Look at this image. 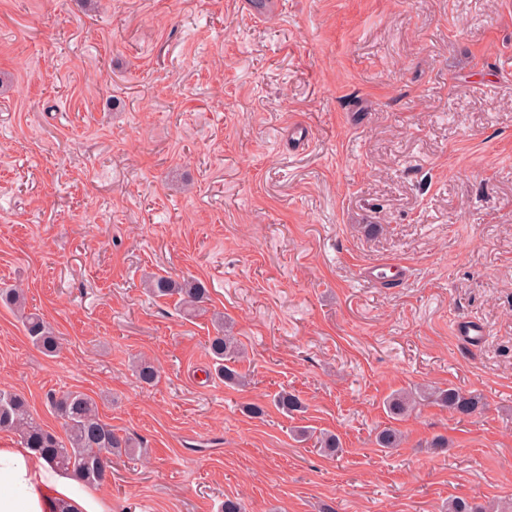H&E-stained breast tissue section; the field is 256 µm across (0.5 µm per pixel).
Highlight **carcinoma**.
Instances as JSON below:
<instances>
[{"label":"carcinoma","instance_id":"cac0c4a2","mask_svg":"<svg viewBox=\"0 0 512 512\" xmlns=\"http://www.w3.org/2000/svg\"><path fill=\"white\" fill-rule=\"evenodd\" d=\"M145 284L147 291L156 297H175L180 311L193 316L208 300V288L196 279L177 280L170 276L150 275ZM0 302L19 314L25 332L34 346L52 354L60 348L59 338L37 312H25L22 292L13 288L0 290ZM207 352L213 362L215 377L231 387L245 385V379L236 368L243 348L236 337L224 329V319L218 318L216 335L209 339ZM141 383L151 386L159 372L155 365L140 359L135 365ZM429 401L447 408L460 416H471L482 406L481 400L458 387H416L396 392L388 397L385 409L394 420L408 414L417 401ZM274 406L284 415L292 416L303 411L302 400L292 392L281 390L273 397ZM52 405L65 432V437L44 428L31 416L26 398L15 391L0 389V431L17 434L25 447L45 458L56 468L72 474L81 484L92 486L102 480L100 461L102 455L135 456L141 448L140 442L130 436L116 433L112 426L103 422L97 413L96 401L80 391H70L52 399ZM297 437L315 438L316 445L326 455L334 456L340 442L327 433L314 435L311 430H297ZM402 443V434L387 426L376 435V444L381 448H397ZM488 506L456 497L448 502V512H487Z\"/></svg>","mask_w":512,"mask_h":512}]
</instances>
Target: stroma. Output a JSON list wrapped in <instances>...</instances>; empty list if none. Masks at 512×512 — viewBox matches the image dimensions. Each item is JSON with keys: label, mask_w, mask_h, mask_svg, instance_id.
Segmentation results:
<instances>
[{"label": "stroma", "mask_w": 512, "mask_h": 512, "mask_svg": "<svg viewBox=\"0 0 512 512\" xmlns=\"http://www.w3.org/2000/svg\"><path fill=\"white\" fill-rule=\"evenodd\" d=\"M391 261L405 285L359 280ZM148 272L203 281V311ZM1 288L62 346L0 305V388L56 432L52 398L84 392L142 444L100 484L112 512L512 502V0H0ZM217 313L247 387L205 376ZM417 384L484 407L391 421ZM283 389L305 413L271 406ZM0 302L19 314L25 332L34 346L47 354L60 348L59 338L53 329L37 312H25V298L22 292L13 288L0 290ZM454 334L466 344L478 346L481 344L483 336L485 335V329L478 322L462 319L455 323Z\"/></svg>", "instance_id": "1"}]
</instances>
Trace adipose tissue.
I'll use <instances>...</instances> for the list:
<instances>
[{
	"label": "adipose tissue",
	"mask_w": 512,
	"mask_h": 512,
	"mask_svg": "<svg viewBox=\"0 0 512 512\" xmlns=\"http://www.w3.org/2000/svg\"><path fill=\"white\" fill-rule=\"evenodd\" d=\"M0 512H110L86 487L24 446L0 447Z\"/></svg>",
	"instance_id": "1"
}]
</instances>
